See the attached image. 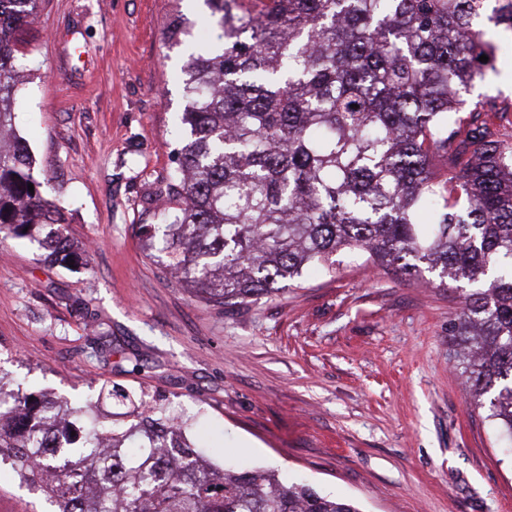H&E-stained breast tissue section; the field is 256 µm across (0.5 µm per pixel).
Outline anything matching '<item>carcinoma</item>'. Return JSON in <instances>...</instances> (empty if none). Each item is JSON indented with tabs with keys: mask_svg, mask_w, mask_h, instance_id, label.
Instances as JSON below:
<instances>
[{
	"mask_svg": "<svg viewBox=\"0 0 512 512\" xmlns=\"http://www.w3.org/2000/svg\"><path fill=\"white\" fill-rule=\"evenodd\" d=\"M258 2L204 0L215 39L183 69L189 138L157 189L159 223L140 225L147 246L160 238L176 283L220 307L271 298L308 265L331 271L341 252L464 282L452 336L465 387L512 442V143L493 138L494 104L460 95L494 67L483 24L512 34V0ZM38 3L0 0V233L77 263L13 132L11 43ZM182 33L175 15L163 41ZM57 420L83 428L78 445H53ZM191 426L156 395L104 383L72 402L0 376V469L52 512H360L274 469L213 464Z\"/></svg>",
	"mask_w": 512,
	"mask_h": 512,
	"instance_id": "cac0c4a2",
	"label": "carcinoma"
}]
</instances>
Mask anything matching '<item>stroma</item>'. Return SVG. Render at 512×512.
Instances as JSON below:
<instances>
[{
  "label": "stroma",
  "instance_id": "stroma-1",
  "mask_svg": "<svg viewBox=\"0 0 512 512\" xmlns=\"http://www.w3.org/2000/svg\"><path fill=\"white\" fill-rule=\"evenodd\" d=\"M185 32L164 43L174 14ZM202 0H40L13 45L14 130L84 249L73 268L0 240V375L71 399L109 382L196 415L216 463L272 466L361 512H512V447L472 410L449 328L458 293L362 266L307 268L272 298L217 307L145 249L152 200L186 132L177 75ZM470 99L512 142V39ZM0 512H49L0 473Z\"/></svg>",
  "mask_w": 512,
  "mask_h": 512
}]
</instances>
